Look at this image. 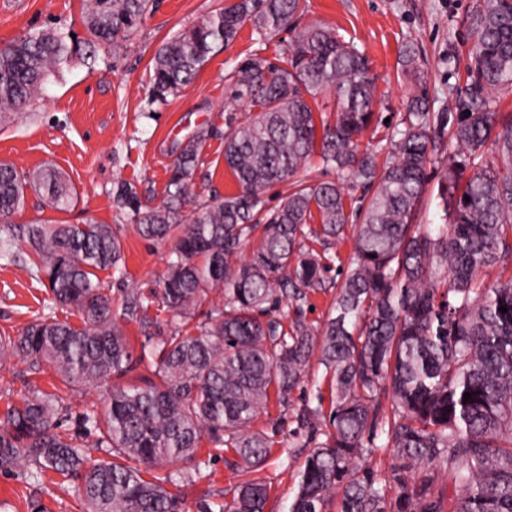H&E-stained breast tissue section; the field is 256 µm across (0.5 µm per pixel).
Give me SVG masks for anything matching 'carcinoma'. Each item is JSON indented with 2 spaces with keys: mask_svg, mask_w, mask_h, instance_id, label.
Wrapping results in <instances>:
<instances>
[{
  "mask_svg": "<svg viewBox=\"0 0 512 512\" xmlns=\"http://www.w3.org/2000/svg\"><path fill=\"white\" fill-rule=\"evenodd\" d=\"M154 3L83 0L88 38L45 26L0 47V125L44 94L51 73L137 30ZM305 7L304 0H232L157 50L152 82L163 95L189 84L248 22L268 38L296 31L278 61L248 58L233 76L231 99L256 111L224 136V165L238 192L191 197L200 134L180 144L161 204L146 206L121 187L142 237H176L151 296L132 291L121 317L112 314L97 275L122 258L111 225L25 229L32 278L80 324L38 318L17 336H0V365L17 360L34 373L47 365L68 389L104 392L105 411L84 414V430L136 465L88 457L78 437L57 432L67 416L59 392L33 389L0 418V469H22L36 482L48 471L75 479L83 512H179L169 486L189 487L195 474H164V467L195 459L205 437L232 449L245 468L261 465L271 439L250 431L252 420L270 394L286 401L316 357L330 374L332 431L308 452L289 512H327L335 499L337 512H512V275L492 284L478 279L486 267L512 263V118L499 120L490 104L493 93L512 87V0H480L473 15L464 111H429L421 85L389 141L362 153L375 78L336 29H297ZM328 89L336 94L335 117L318 122L311 103ZM444 151L455 161L441 188L450 222L433 232L415 218L428 170ZM315 155L338 181L300 176ZM469 166L475 172L462 184ZM348 179L371 192L359 212L346 204ZM282 183L288 193L266 208L264 194ZM29 189L57 211L74 200L62 170L20 173L0 163V224L12 223ZM354 217L361 223L336 315L315 326L303 304L333 287L327 250ZM259 228L261 242L240 257ZM215 292L223 298L217 305L210 303ZM153 304L185 320L209 309L195 331L158 337L151 376L124 385L136 360L119 319L149 328ZM282 304L295 308L287 327L274 316ZM380 390L392 400L382 429ZM390 451L399 461L394 498L367 463ZM416 468L426 475L411 485L405 473ZM268 499L267 484L246 479L220 512H265Z\"/></svg>",
  "mask_w": 512,
  "mask_h": 512,
  "instance_id": "obj_1",
  "label": "carcinoma"
}]
</instances>
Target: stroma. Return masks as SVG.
<instances>
[{"label":"stroma","instance_id":"35a3bbf8","mask_svg":"<svg viewBox=\"0 0 512 512\" xmlns=\"http://www.w3.org/2000/svg\"><path fill=\"white\" fill-rule=\"evenodd\" d=\"M222 0H159L156 11L119 52L102 48L94 61L74 62L52 76L43 96L0 131V162L28 172L44 165L66 172L76 189L70 209L58 212L28 193L14 226L32 222L111 225L123 248L121 266L100 272L113 314H120L127 293L157 288L174 246L173 239L147 240L130 223L117 200V188H136L142 201L158 204L165 196L169 168L178 142L207 130L191 190L199 199L236 193L237 184L224 165V135L230 123L246 122L245 104L227 110L230 78L247 58L275 60L293 34L284 31L262 40L245 25L234 43L212 57L195 80L180 92L156 96L150 81L152 59L168 38L193 26L221 6ZM476 0H306L301 25L331 26L367 57L376 76L372 122L360 140L374 149L390 137L406 112L415 80L425 84L432 111H462L467 99V66L475 45L471 16ZM54 24L84 36L82 0H0V47L28 30ZM418 55L417 78L403 75L405 47ZM56 315L77 322V315L52 307L47 289L31 278L23 264L0 260V336H15L37 318ZM52 369L31 376L19 363L0 366V416L19 404L30 385L52 390ZM305 407L330 409V386L323 365L311 363L305 381L287 403L270 401L250 425L272 441L268 459L244 472L233 451L201 448L194 463L196 483L181 495V512H219L244 479L267 483L266 512H288L298 473L315 440L297 433L295 417ZM0 512H82L72 481L47 473L28 480L23 471L0 469Z\"/></svg>","mask_w":512,"mask_h":512}]
</instances>
